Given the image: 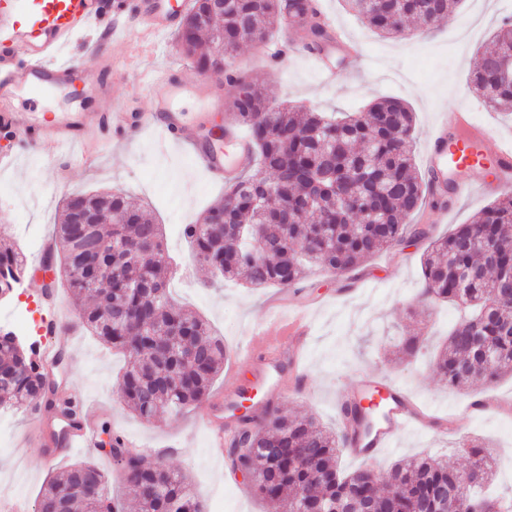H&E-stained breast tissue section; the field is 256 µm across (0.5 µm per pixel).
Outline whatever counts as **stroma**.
I'll list each match as a JSON object with an SVG mask.
<instances>
[{
    "label": "stroma",
    "instance_id": "stroma-1",
    "mask_svg": "<svg viewBox=\"0 0 512 512\" xmlns=\"http://www.w3.org/2000/svg\"><path fill=\"white\" fill-rule=\"evenodd\" d=\"M323 7L348 37L365 48L359 59L337 55L335 81L323 80L291 28L282 29L261 48L241 44L232 54V68L239 76L264 81L276 102L318 112H356L381 97L402 100L415 115L413 155L418 163L423 160L430 126L441 110L453 108L462 94L472 101L475 116L492 125V137L512 135V115L488 108L469 89V75L479 63L480 50L512 13V0H460L429 32L407 38H387L371 31L345 0H323ZM286 42L293 46V53L272 61L273 52ZM96 53L111 57V66L95 64L92 56ZM66 54L79 63L76 85L82 91L93 92L100 83L125 81V88L117 94H95L93 110L107 114L149 111V70L177 65L189 84L199 76L192 61L181 53L176 34L156 36L140 27L129 30L118 47L105 39L101 30L79 33ZM80 109L67 85L48 91L35 103L24 92L16 97L17 112L29 120ZM92 147L97 158L90 167L60 155L52 143L41 142L22 153L16 168L0 170V225L27 226V233L13 236L12 243L30 259L23 281L0 306L33 308L35 320L24 337L31 342L41 340L45 319L72 307L66 288H59L54 298L45 297L38 262L44 248L53 244L64 196L123 191L134 202L148 206L163 228L173 259L174 303L200 314L223 337L228 357L211 388L215 394L223 391L232 384L229 367L248 372V333L264 322L278 293L274 287L213 283L210 271L189 257L183 227L195 223L223 196L224 185L210 182L182 151L159 150L148 131L131 132L121 139L107 125L96 131ZM472 177L476 190L471 197H453L445 204L423 203L434 236L448 235L456 225L470 222L498 198L487 169L474 170ZM428 247V240H412L342 276L317 266L309 268L296 286L300 299L309 305L312 323L303 355L306 386L281 400L278 407L312 416L333 428L338 423L337 392H351L363 373L383 375L404 385L418 403L436 415L455 419L460 430L448 436L406 432L372 462L373 470L384 474L399 460L423 455L458 466L467 460L464 443L477 437L492 454L496 491L507 495L512 493V376L490 384L480 382L466 391L439 381L430 357L459 320L461 310L450 302L423 299L421 261ZM413 335L419 338L417 355L398 358L401 341ZM125 359L124 352L108 348L85 331L80 341L65 351L64 361L54 373L63 392L81 399L84 415L109 421L113 429L140 443L145 463L161 459L185 473L207 512H269L268 504L243 484L241 475L229 473L224 460L211 454L200 408H188L178 417L164 414L150 422L130 411L120 397ZM63 425L52 413L36 419L12 412L11 445L0 449V493L32 504L48 481L71 463L91 459L106 466V458L94 447L69 448L49 456L53 435Z\"/></svg>",
    "mask_w": 512,
    "mask_h": 512
}]
</instances>
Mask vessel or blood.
<instances>
[{
  "label": "vessel or blood",
  "mask_w": 512,
  "mask_h": 512,
  "mask_svg": "<svg viewBox=\"0 0 512 512\" xmlns=\"http://www.w3.org/2000/svg\"><path fill=\"white\" fill-rule=\"evenodd\" d=\"M190 7L191 0H182L177 6L168 0H112V11L106 14L99 10L96 0H30L29 8L22 11L17 0H0V120H13L16 89H27L37 97L68 82L74 63L62 53L78 33L91 28L110 32L119 26H143L163 35L177 27ZM147 88L150 112L135 119L112 114L114 131L122 134L131 126L151 128L160 147L188 149L212 181L235 182L243 164L254 158L249 138L228 129L226 139L235 150V162L225 164L220 152L204 145L176 106L189 89L201 107H208L220 92L215 80L204 77L189 88L177 67L165 66L154 70ZM99 121L94 112H58L41 122L40 129L44 140L75 150L82 133ZM490 135L488 127L474 122L468 103L440 113L428 133L424 156V167L433 184L449 187L458 197L469 195L474 184L467 172L478 156L486 154L496 168L499 188L511 191L512 138L494 141ZM310 333L311 321L301 312L275 318L270 326L252 332L247 345L250 379L225 391L223 407L210 403L203 412L215 454L223 453L243 401H250L252 412L261 413L278 404L289 389L303 385L306 373L299 359ZM373 385L380 386L386 401L381 420L368 435L347 440L351 453L366 460L382 454L409 429L429 432L434 428L432 418L420 410L401 385L393 381L375 383L369 374L360 383L364 389Z\"/></svg>",
  "instance_id": "vessel-or-blood-1"
}]
</instances>
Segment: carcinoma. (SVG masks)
I'll return each instance as SVG.
<instances>
[{
	"label": "carcinoma",
	"mask_w": 512,
	"mask_h": 512,
	"mask_svg": "<svg viewBox=\"0 0 512 512\" xmlns=\"http://www.w3.org/2000/svg\"><path fill=\"white\" fill-rule=\"evenodd\" d=\"M366 24L385 37L408 33L414 20L429 28L457 0H346ZM311 0H233L220 14L208 0H193L183 18L179 43L199 70L243 42L266 43L288 19L308 45L319 49L328 31L314 21ZM512 52V21L506 22L481 51L471 78L473 90L494 109L512 111V81L487 82L488 60ZM242 95L231 92L227 106L247 130L263 172L241 179L224 199L211 205L183 234L193 258L253 288H288L298 283L310 262L346 274L373 255L411 238L431 237V226L406 221L419 210L429 183L412 154L415 120L399 99L383 98L364 112L340 116L310 112L274 102L257 79L225 72ZM110 211L121 224L97 227L98 266L74 255L82 226L74 211ZM256 228L265 245L256 256L248 236ZM56 250L81 324L106 345L128 352L121 390L128 408L151 421L163 412L177 415L203 404L224 364V340L214 336L195 313L168 296L169 263L160 225L147 210L121 192L69 195L56 225ZM125 283L112 287V268ZM26 261L0 246V297L19 284ZM423 295L471 307V314L448 335L434 369L450 388L490 383L512 374V192L501 195L469 224L432 240L422 265ZM0 393L16 410L57 405L59 391L47 381L35 345L0 328ZM375 421L377 410L357 400L345 408L352 416ZM119 468L124 491L140 512H204L188 477L163 463H143L123 446L120 433L102 425ZM344 438L306 415L277 408L263 420L240 421L225 448L232 473L251 472V488L275 512H454L441 491L458 485V506L472 497L485 512H512V499L482 496L492 480V457L485 446H468L469 463L450 467L420 457L396 462L381 484L370 468L344 474L338 465ZM107 474L95 461L73 463L51 480L38 497L40 512H117L106 496Z\"/></svg>",
	"instance_id": "cac0c4a2"
}]
</instances>
